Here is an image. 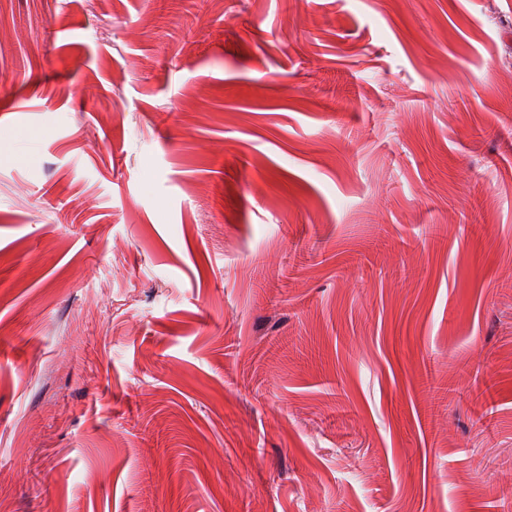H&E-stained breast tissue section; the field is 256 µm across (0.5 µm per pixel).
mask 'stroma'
<instances>
[{"instance_id": "35a3bbf8", "label": "stroma", "mask_w": 512, "mask_h": 512, "mask_svg": "<svg viewBox=\"0 0 512 512\" xmlns=\"http://www.w3.org/2000/svg\"><path fill=\"white\" fill-rule=\"evenodd\" d=\"M0 512H512V0H0Z\"/></svg>"}]
</instances>
